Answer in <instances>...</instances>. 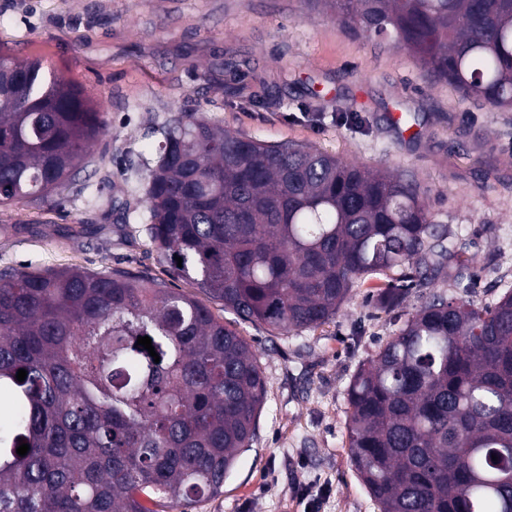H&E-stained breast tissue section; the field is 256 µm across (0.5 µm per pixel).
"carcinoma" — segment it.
<instances>
[{
    "label": "carcinoma",
    "instance_id": "cac0c4a2",
    "mask_svg": "<svg viewBox=\"0 0 512 512\" xmlns=\"http://www.w3.org/2000/svg\"><path fill=\"white\" fill-rule=\"evenodd\" d=\"M329 2L347 31L389 38L427 76L512 107V0ZM106 128L42 60L0 54V206L65 189ZM150 134L155 155H137L149 238L174 275L238 320L312 330L355 286L394 270L379 309L395 311L413 288L426 295L347 389L351 459L381 512H512V289L492 304L470 298L469 263L417 181L194 112ZM445 273L461 295L434 291ZM265 396L248 341L163 279L0 274V512H154L147 503L213 498Z\"/></svg>",
    "mask_w": 512,
    "mask_h": 512
}]
</instances>
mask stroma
<instances>
[{"label":"stroma","instance_id":"35a3bbf8","mask_svg":"<svg viewBox=\"0 0 512 512\" xmlns=\"http://www.w3.org/2000/svg\"><path fill=\"white\" fill-rule=\"evenodd\" d=\"M0 54L41 58L81 85L108 124L89 149L87 188L0 207V271L128 269L205 301L159 261L141 221L146 175L127 169L131 152L151 153L150 127L197 112L268 144L414 175L434 222L463 248L473 299L492 303L512 286V109L431 81L388 40L343 30L333 9L306 0H0ZM230 62L247 74L234 97ZM369 293L353 288L331 321L298 335L238 324L267 383L258 431L223 494L187 512H380L351 461L346 389L423 298L412 292L388 314Z\"/></svg>","mask_w":512,"mask_h":512}]
</instances>
